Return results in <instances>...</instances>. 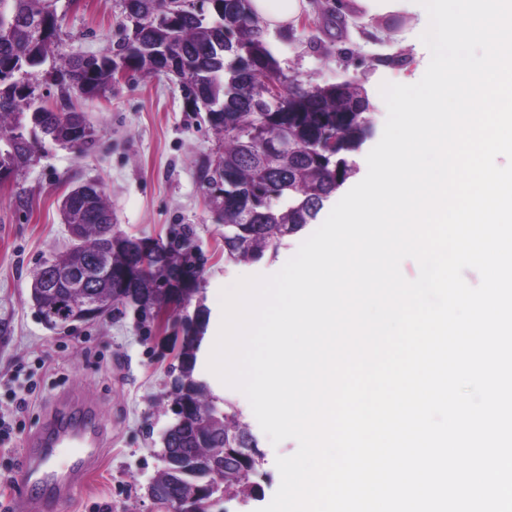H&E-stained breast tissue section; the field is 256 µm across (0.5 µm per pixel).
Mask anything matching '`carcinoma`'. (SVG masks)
I'll return each instance as SVG.
<instances>
[{
    "label": "carcinoma",
    "instance_id": "carcinoma-1",
    "mask_svg": "<svg viewBox=\"0 0 512 512\" xmlns=\"http://www.w3.org/2000/svg\"><path fill=\"white\" fill-rule=\"evenodd\" d=\"M141 26L127 34L119 52L135 74H161L163 70L148 45L174 46L182 71L191 73L193 83L182 86L185 98L194 94L193 84H202L211 106L208 122L224 137V152L215 169L206 170L208 189L222 184L224 198L214 203L224 214V259L235 263L257 262L277 256L284 238L302 231L317 218L325 203L358 172L350 155L359 150L373 123L364 87L355 81L298 86L281 101L261 94L274 78L288 82L271 51L266 29L251 13L249 0H202L201 12L166 20L165 0H127ZM56 0H0V133L6 149H0V178H10L29 165L44 147V139L78 154L84 150L71 135V118L84 119L70 103L56 113L35 100L31 85L19 77L24 68L43 63L53 52L60 27ZM60 85L68 92L93 97L112 85V56L93 65L83 57H66L57 69ZM336 138L329 153L321 143ZM288 140V149L276 147ZM66 224L79 225V240L72 250L57 257L65 266H90L107 244H112V276L91 279L88 291L110 301L114 311L128 304L121 289L125 276L133 274L129 245L134 237H112L108 225L92 213L77 216L64 210ZM190 229L166 242L150 237L161 256L136 277L137 309L147 315L168 304L173 294L165 289L173 273L192 265L183 253ZM45 270L33 278L32 294L41 319L44 307L59 303L54 322H65L72 314L68 289H56L49 297L39 288ZM208 323L202 306L189 323L195 337L182 352L174 381H188L191 411L174 413L175 421L164 447L176 453H194L215 463L214 487L207 490L163 469L157 480L173 495L205 502L217 493L248 501L255 478L261 475L264 453L243 421L242 413L229 405L219 406L205 383L194 378L197 352Z\"/></svg>",
    "mask_w": 512,
    "mask_h": 512
}]
</instances>
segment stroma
<instances>
[{
  "instance_id": "35a3bbf8",
  "label": "stroma",
  "mask_w": 512,
  "mask_h": 512,
  "mask_svg": "<svg viewBox=\"0 0 512 512\" xmlns=\"http://www.w3.org/2000/svg\"><path fill=\"white\" fill-rule=\"evenodd\" d=\"M62 18L57 45L47 60L29 68L36 99L61 100L55 68L61 58L98 55L122 35L121 0H57ZM303 23L269 31L270 46L283 73L302 85L352 79L364 85L374 114V133L355 161L380 141L387 108L385 82L414 84L429 54L400 33L406 16L389 14L372 22L337 24L326 0H308ZM96 130L93 151L79 155L49 143L16 176L0 182V422L10 435L0 441V512H24L21 475L30 439L44 429L63 397L92 403L107 427L105 444L88 477L49 512H159L148 494L161 469L162 437L174 415L168 400L169 366L183 334V311L167 308L164 320H146L134 308L71 328H47L31 298L34 273L64 251L71 238L60 213L66 189L94 183L105 194L121 232L167 238L183 227L186 250L200 264V297L209 312L206 334L222 323L221 292L238 278L278 272L308 238L301 231L285 240L276 257L248 264L224 259V225L217 217L202 173L214 167L224 139L194 111L171 76H129L105 94L72 96ZM196 379L213 394L240 408L265 455L258 498L249 506L216 494L206 512H258L280 485L277 457L296 452L295 440L272 444L239 390L226 386L198 360Z\"/></svg>"
}]
</instances>
